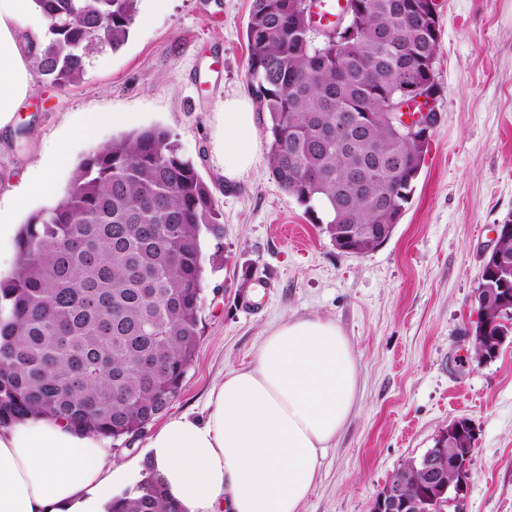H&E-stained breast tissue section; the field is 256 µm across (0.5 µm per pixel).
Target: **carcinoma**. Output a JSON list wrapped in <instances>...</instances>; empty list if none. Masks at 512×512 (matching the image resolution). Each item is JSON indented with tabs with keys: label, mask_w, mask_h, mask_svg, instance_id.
Returning <instances> with one entry per match:
<instances>
[{
	"label": "carcinoma",
	"mask_w": 512,
	"mask_h": 512,
	"mask_svg": "<svg viewBox=\"0 0 512 512\" xmlns=\"http://www.w3.org/2000/svg\"><path fill=\"white\" fill-rule=\"evenodd\" d=\"M48 20L33 65L51 84H78L86 60L127 41L137 0H33ZM248 91L268 114L274 181L330 239L364 255L390 238L421 169L415 143L389 120L419 81L434 93L440 51L425 0H359L337 36L314 40L304 0H253L246 25ZM345 183L336 197V184ZM208 183L168 131L128 133L82 159L51 207L31 214L13 276L0 280V427L29 414L128 441L178 395L201 339L203 235L222 237ZM483 283L512 299V233ZM500 344L512 305L485 308ZM423 474L402 491H423ZM112 512H183L150 474Z\"/></svg>",
	"instance_id": "obj_1"
}]
</instances>
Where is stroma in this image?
I'll list each match as a JSON object with an SVG mask.
<instances>
[{
	"mask_svg": "<svg viewBox=\"0 0 512 512\" xmlns=\"http://www.w3.org/2000/svg\"><path fill=\"white\" fill-rule=\"evenodd\" d=\"M252 0H139L122 49L94 54L81 82L60 89L38 80L17 115L27 136L0 145V208L27 167L66 144L75 164L120 137L104 127L73 140L88 112H124L130 128L159 126L210 185L222 239L202 243V336L178 396L142 436L116 455L127 490L144 477L148 437L174 416L205 414L212 385L254 361L262 338L282 323L319 316L336 323L357 363V400L327 448L300 512H370L385 482L420 458L457 419L471 420L475 452L460 512H512V335L497 358L474 354L476 288L495 225L512 219V0H435L441 27L434 78L441 115L407 211L377 249L339 252L294 197L271 178L264 113L256 154L236 181L210 162L226 98L247 96L245 27Z\"/></svg>",
	"mask_w": 512,
	"mask_h": 512,
	"instance_id": "1",
	"label": "stroma"
}]
</instances>
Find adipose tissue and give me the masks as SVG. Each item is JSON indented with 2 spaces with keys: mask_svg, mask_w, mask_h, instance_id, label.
Masks as SVG:
<instances>
[{
  "mask_svg": "<svg viewBox=\"0 0 512 512\" xmlns=\"http://www.w3.org/2000/svg\"><path fill=\"white\" fill-rule=\"evenodd\" d=\"M31 0H0V143L38 78L44 30ZM255 113L224 101L219 159L228 180L251 168ZM357 395L353 349L333 321L304 317L264 336L255 361L226 371L209 414L168 420L145 466L183 512H299L320 458L349 420ZM127 468L106 439L30 414L0 428V512H110Z\"/></svg>",
  "mask_w": 512,
  "mask_h": 512,
  "instance_id": "obj_1",
  "label": "adipose tissue"
}]
</instances>
